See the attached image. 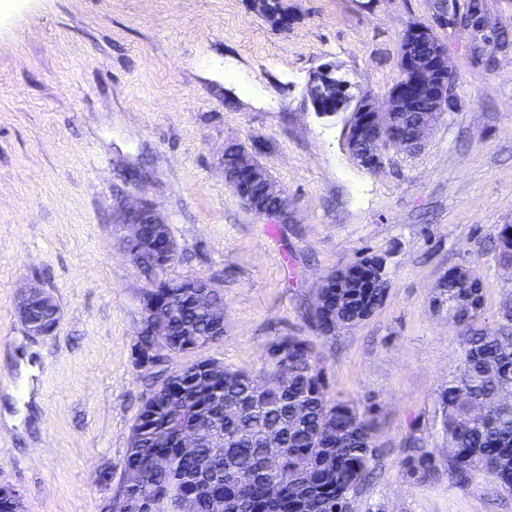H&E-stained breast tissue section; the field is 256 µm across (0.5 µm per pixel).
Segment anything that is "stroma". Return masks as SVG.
I'll return each instance as SVG.
<instances>
[{
	"instance_id": "stroma-1",
	"label": "stroma",
	"mask_w": 512,
	"mask_h": 512,
	"mask_svg": "<svg viewBox=\"0 0 512 512\" xmlns=\"http://www.w3.org/2000/svg\"><path fill=\"white\" fill-rule=\"evenodd\" d=\"M275 28L246 0H8L0 8V483L24 512H111L139 406L185 364L136 361L153 281L115 221L146 202L177 245L167 278L224 294V335L201 358L260 366L268 342L298 335L323 357L330 393L378 409L376 479L352 512H512V491L473 473L458 485L434 423L459 372L461 339L436 286L464 266L483 286V325L503 322L512 270L489 248L512 224V0H484L507 40L484 45L436 19L435 0H284ZM432 25L454 101L422 147L358 165L345 117L314 112L309 74L329 65L353 95L384 106L400 45ZM263 144L260 162L292 203L256 215L226 185L224 147ZM386 261L383 305L322 338L306 312L321 278L364 256ZM48 291L61 312L29 335L17 297ZM436 472L413 481L408 445Z\"/></svg>"
}]
</instances>
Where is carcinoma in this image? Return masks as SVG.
<instances>
[{"mask_svg": "<svg viewBox=\"0 0 512 512\" xmlns=\"http://www.w3.org/2000/svg\"><path fill=\"white\" fill-rule=\"evenodd\" d=\"M256 172L270 179L258 153L242 156L239 182L262 196L264 185L250 182ZM511 236L512 224H501L492 240L503 266L512 265ZM379 261L360 258L354 269L332 277L322 289L318 318L312 319L322 337L334 335L338 323L356 327L371 306H380L374 300ZM178 292L160 291L170 313L160 314L144 336L170 357L219 340L208 335L210 314L188 306ZM445 294L463 342L461 374L449 380L437 398V418L450 449L448 469L462 486L470 472L481 470L512 490V334L503 328H475L482 313L463 277L450 281ZM281 343L288 345L284 368L273 357V347ZM277 372L288 376V384L274 382ZM197 376L189 364L182 377L165 380L142 402L130 431L124 467L140 476L141 494L152 499L155 512H179L181 500L195 490V461L174 448L184 428L224 434L220 453L213 455L209 448L199 453L210 457L216 469L210 492L234 500L237 512H351L350 493L375 477L376 455L370 445L377 431L376 414L372 407L360 411L336 398H320L328 384L320 351L309 340L276 336L267 344L259 368L226 366L224 379L210 386ZM230 400L238 402L234 415L224 413V403ZM271 441L281 456L277 499L268 497L260 478L237 480L242 470L261 472ZM303 458L309 460L308 468L298 472L295 466ZM401 467L407 477L421 480L430 474L432 458L410 447Z\"/></svg>", "mask_w": 512, "mask_h": 512, "instance_id": "obj_1", "label": "carcinoma"}]
</instances>
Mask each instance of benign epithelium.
<instances>
[{
  "label": "benign epithelium",
  "instance_id": "1",
  "mask_svg": "<svg viewBox=\"0 0 512 512\" xmlns=\"http://www.w3.org/2000/svg\"><path fill=\"white\" fill-rule=\"evenodd\" d=\"M439 19L448 25H466L457 11L456 0H436ZM400 68L402 84L392 87L384 111H379L371 100L361 96L356 103L344 94L350 82L336 75L334 69L324 66L309 75L306 92L314 111L331 116L341 111L349 112L346 125V147L351 156L361 166L378 168L383 164L384 152L389 147L411 151L421 146L430 135L434 126L453 105L450 86L452 70L448 66L445 49L436 37L433 28L425 23H414L403 39L400 50ZM414 113L412 135L392 136L390 128L400 120V114ZM224 178L231 190L255 214L266 216L278 222L288 220L291 205L288 197L270 182L266 186V195L282 203L278 208L256 209L249 196L236 189V183L229 171ZM117 224L126 231L124 242L132 248L129 255L143 251L157 250L158 241L144 234V225L154 224L161 232L166 222L156 209L141 203L124 206L116 216ZM185 287L195 289L198 303L207 307L213 315L221 314L215 302L209 300L213 286L207 280L197 278L184 279ZM39 305L53 306L55 302L50 294L38 286L27 288L19 297L18 316L27 330L38 336L51 335L59 319L60 311H55L54 321L43 323L34 317ZM208 443L214 451L224 443L211 437L187 431L180 435L178 448L184 455H193L202 444ZM266 483L269 495L277 497L279 486V459L271 455L266 462Z\"/></svg>",
  "mask_w": 512,
  "mask_h": 512
}]
</instances>
